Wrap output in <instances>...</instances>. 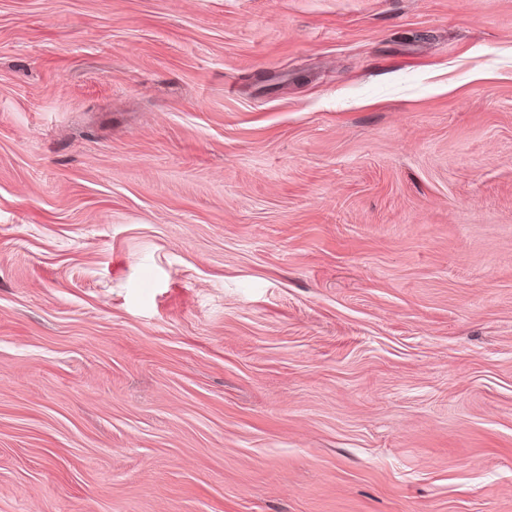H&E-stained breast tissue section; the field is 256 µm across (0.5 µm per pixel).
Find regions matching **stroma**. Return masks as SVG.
<instances>
[{"label": "stroma", "mask_w": 512, "mask_h": 512, "mask_svg": "<svg viewBox=\"0 0 512 512\" xmlns=\"http://www.w3.org/2000/svg\"><path fill=\"white\" fill-rule=\"evenodd\" d=\"M0 512H512V0H0Z\"/></svg>", "instance_id": "obj_1"}]
</instances>
